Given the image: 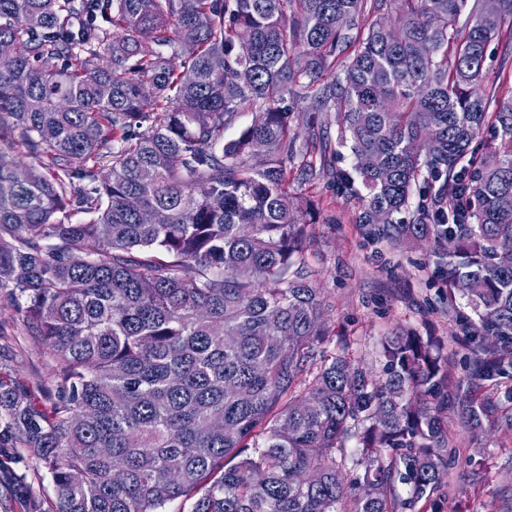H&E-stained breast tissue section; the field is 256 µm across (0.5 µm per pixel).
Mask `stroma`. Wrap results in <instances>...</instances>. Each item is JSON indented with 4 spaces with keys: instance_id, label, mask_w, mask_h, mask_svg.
<instances>
[{
    "instance_id": "35a3bbf8",
    "label": "stroma",
    "mask_w": 512,
    "mask_h": 512,
    "mask_svg": "<svg viewBox=\"0 0 512 512\" xmlns=\"http://www.w3.org/2000/svg\"><path fill=\"white\" fill-rule=\"evenodd\" d=\"M484 86L497 100L512 98V47L491 44ZM347 149L329 156L325 167L308 173L290 171L292 191L314 199L320 215L307 225V260L317 272L329 336L323 348L332 352L347 340L356 361L380 369V339L412 329L442 339L453 381L465 379L479 352V339L467 336L466 318L473 312L464 299L449 302L435 286V271L445 263L431 244L398 248L367 235L358 222L356 199L342 193L330 170L350 168ZM0 379L26 391L45 412L66 398L47 354L31 325L17 310L8 289H0ZM451 430L449 450L456 463L442 483L445 512H512V431L472 433L457 423L455 410L444 414ZM482 462L480 470L469 458ZM0 512H58L51 474L32 449L13 439L0 440Z\"/></svg>"
}]
</instances>
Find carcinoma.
I'll use <instances>...</instances> for the list:
<instances>
[{
	"label": "carcinoma",
	"instance_id": "1",
	"mask_svg": "<svg viewBox=\"0 0 512 512\" xmlns=\"http://www.w3.org/2000/svg\"><path fill=\"white\" fill-rule=\"evenodd\" d=\"M399 2L388 26L387 0H0V288L69 391L49 419L0 381V419L58 512H444L441 342L392 332L376 374L321 349L317 206L287 180L331 152L297 146L299 97L309 127L335 113L359 224L448 256L441 287L495 338L470 379L512 369V99L491 114L482 86L512 0ZM244 105L253 122L224 140ZM478 391L457 392L460 423L512 429Z\"/></svg>",
	"mask_w": 512,
	"mask_h": 512
}]
</instances>
